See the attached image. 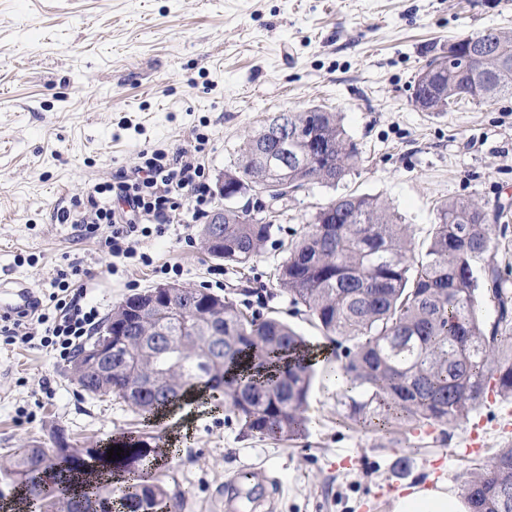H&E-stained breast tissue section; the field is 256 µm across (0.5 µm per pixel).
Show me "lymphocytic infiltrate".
I'll return each mask as SVG.
<instances>
[{
    "instance_id": "1",
    "label": "lymphocytic infiltrate",
    "mask_w": 512,
    "mask_h": 512,
    "mask_svg": "<svg viewBox=\"0 0 512 512\" xmlns=\"http://www.w3.org/2000/svg\"><path fill=\"white\" fill-rule=\"evenodd\" d=\"M206 143L200 136L190 152H142L131 174L113 183L95 184L82 210L74 216L62 211L61 221L76 218L82 234L96 238L110 257H135L138 238L163 234L177 211L190 209L196 218L205 214L209 172L199 155ZM52 286L47 303L0 327V335L10 345L39 343L53 359L66 362L95 331L101 316L97 306L81 303L66 273H59ZM36 327L42 328V336H33Z\"/></svg>"
}]
</instances>
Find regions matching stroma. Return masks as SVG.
<instances>
[{"label": "stroma", "instance_id": "stroma-1", "mask_svg": "<svg viewBox=\"0 0 512 512\" xmlns=\"http://www.w3.org/2000/svg\"><path fill=\"white\" fill-rule=\"evenodd\" d=\"M512 30V0H0V274L47 297L60 271L80 265L85 303L109 315L132 294L179 284L233 297L241 309L277 316L326 350L310 392L305 436L278 442L243 435L234 417L196 403L150 423L152 447L175 443L158 475L178 512H391L401 485L427 477L462 492L469 460L457 457L468 424H484L481 458L512 446L500 430L512 399L485 402L466 420L416 431L364 428L346 416L329 371L330 340L297 313L277 283L279 241L301 232L340 192L380 196L426 240L438 206L506 205L509 229L496 261L512 279V95L444 114L415 108V76L450 39ZM318 106L340 113L362 162L339 187L315 183L281 201L279 232L242 271L201 244L202 220L141 239L153 259L108 258L77 225L59 219L92 184L130 173L142 151L209 143L211 210L237 162L242 137L271 115ZM179 266V274L163 266ZM131 406L92 399L67 363L0 339V465L20 446L51 447L64 435L85 449L140 429ZM275 477L258 506L243 469Z\"/></svg>", "mask_w": 512, "mask_h": 512}]
</instances>
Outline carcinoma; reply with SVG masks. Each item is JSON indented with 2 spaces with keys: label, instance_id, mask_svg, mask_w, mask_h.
<instances>
[{
  "label": "carcinoma",
  "instance_id": "carcinoma-1",
  "mask_svg": "<svg viewBox=\"0 0 512 512\" xmlns=\"http://www.w3.org/2000/svg\"><path fill=\"white\" fill-rule=\"evenodd\" d=\"M492 46L484 76L463 58L442 77V95L431 104L438 114L470 100L492 102L512 95V31L487 29L470 34ZM305 121L326 144V151L303 166L296 160L268 163L276 142L266 127L248 136L237 158L235 199L252 183L274 198L311 183L321 170L336 186L359 164L338 113H288L291 127ZM273 223L256 224L247 206H224L218 225L223 244L211 255L244 268L271 236ZM494 237L488 213L469 199H450L438 209L424 251L415 254L408 225L380 197L340 195L319 209L302 234L288 246L278 283L293 305L332 341L346 348L338 379L346 385L349 417L375 427L403 422H458L483 401L490 383L512 398V286L494 261ZM492 303L497 318L486 324L482 306ZM205 307L203 319L187 312ZM224 329L216 350L211 331ZM128 359L112 360L108 390L93 392L94 376L86 353L99 341L79 347L70 372L91 397L112 395L144 418L179 404L198 385L224 402L247 435L287 440L306 429L316 357L305 338L275 317H247L230 297L197 288L175 297L174 310L147 326L131 325ZM166 336V352L155 338ZM155 375L157 388L140 378ZM121 455L112 463L123 482L99 488L96 499L66 501V512H107L116 500L124 512H170V503L147 441L128 436L114 442ZM102 449L72 448L49 456L40 448H13L0 480L19 484L42 509L57 489L43 485V473L55 467L80 472L101 460ZM472 512H512V447L463 474Z\"/></svg>",
  "mask_w": 512,
  "mask_h": 512
}]
</instances>
